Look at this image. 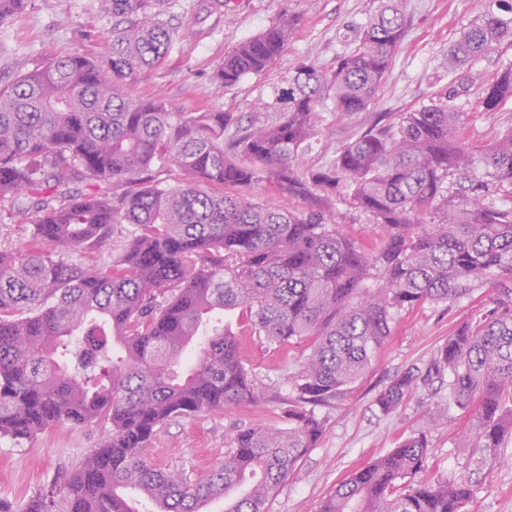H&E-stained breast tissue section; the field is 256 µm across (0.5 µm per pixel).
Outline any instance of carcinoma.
<instances>
[{
  "mask_svg": "<svg viewBox=\"0 0 512 512\" xmlns=\"http://www.w3.org/2000/svg\"><path fill=\"white\" fill-rule=\"evenodd\" d=\"M112 14L103 58L51 55L0 88V201L31 224L27 246L0 249V439L16 444L69 423H107L99 446L60 488L0 512H266L296 464L323 438L314 406L344 396L391 336L394 312L450 304L488 279L494 307L448 336L423 366L377 397L382 413L420 389L448 383V403L476 418L475 446L494 451L512 434V206L483 194L450 195L458 171L482 166L486 184L512 196V128L486 147L463 134V113L440 98L374 123L342 144L336 161L302 179L317 136L319 103L338 116L366 111L404 35V0H379L354 47L324 71L302 62L288 88L259 103L272 120L244 126L229 112H171L132 94L135 74L160 64L177 30L161 19L170 0H100ZM488 0L481 20L448 50L454 71L496 41L512 18ZM28 0H0V24ZM299 24L290 17L236 45L213 79L234 86L268 70ZM512 99V66L489 79L480 104ZM180 170L170 186L149 175L162 157ZM88 184L74 193L69 184ZM267 179L285 193H345L385 228L362 244L250 188ZM233 190L217 194L212 187ZM431 222L422 224L421 214ZM132 227L108 268L115 225ZM282 349L303 345L290 377L288 427H240L224 462L205 474L160 468L142 449L160 425L258 400L252 370L224 312ZM432 457L418 428L356 469L318 512H465L463 476L414 483Z\"/></svg>",
  "mask_w": 512,
  "mask_h": 512,
  "instance_id": "obj_1",
  "label": "carcinoma"
}]
</instances>
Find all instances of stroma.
<instances>
[{"mask_svg":"<svg viewBox=\"0 0 512 512\" xmlns=\"http://www.w3.org/2000/svg\"><path fill=\"white\" fill-rule=\"evenodd\" d=\"M375 8L374 0H224L220 6L213 0H171L167 19L187 27L189 35L174 41L161 64L137 72L131 90L164 102L173 112L223 110L249 121L257 114L256 102L286 88L299 63L328 69L344 49L341 38L348 26L365 23ZM405 9L410 23L376 103L343 118L335 114L331 100H324L319 107L323 125L305 156V170L329 166L339 146L367 129L379 114L393 119L443 93L452 94L454 104L465 112V135L471 144L489 145L512 126L511 99L491 114L479 104L487 79L512 65V41L493 44L452 72L444 62L463 29L484 11L485 0H406ZM290 15L300 19L296 33L265 73L246 76L232 87L213 81L226 52ZM111 39L112 17L101 10L99 0H29L22 14L0 25V86L40 69L52 52L105 56ZM253 194L292 212H321L327 223L364 244L380 243L385 234L369 214L317 190L288 195L264 180ZM495 296V288L487 283L448 306L427 303L398 311L390 338L366 374L340 399L317 407L326 420L325 435L267 503V512H317L359 465L385 454L420 427L428 429L432 445V459L420 481L467 475L474 489L468 512H512V438L491 453L461 450V442L473 437V414L446 406L440 393L417 391L389 415L375 404L393 376L426 363L459 325L491 308ZM224 323L239 336L260 400L169 421L143 450L158 467L202 472L222 463L237 428L288 425L289 379L302 365L303 348H268L235 312L226 314ZM104 433L97 425H64L20 446L1 439L0 499L18 506L34 492L49 490L99 446Z\"/></svg>","mask_w":512,"mask_h":512,"instance_id":"obj_1","label":"stroma"}]
</instances>
